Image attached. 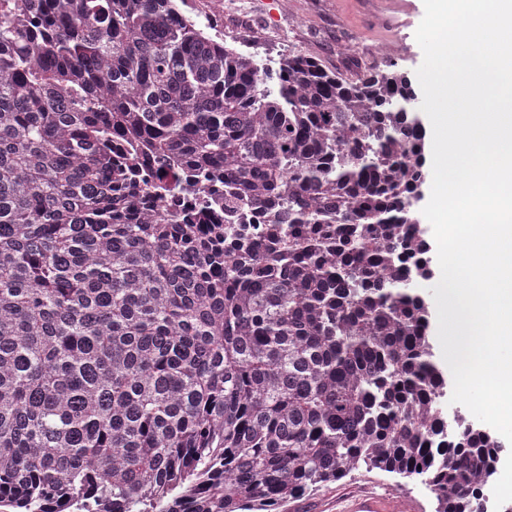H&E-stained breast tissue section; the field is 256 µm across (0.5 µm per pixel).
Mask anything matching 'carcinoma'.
<instances>
[{"mask_svg":"<svg viewBox=\"0 0 512 512\" xmlns=\"http://www.w3.org/2000/svg\"><path fill=\"white\" fill-rule=\"evenodd\" d=\"M267 71L176 0H0V504L273 512L354 470L478 512L488 432L443 435L409 262L405 76ZM224 172L254 240L139 213L112 139Z\"/></svg>","mask_w":512,"mask_h":512,"instance_id":"obj_1","label":"carcinoma"}]
</instances>
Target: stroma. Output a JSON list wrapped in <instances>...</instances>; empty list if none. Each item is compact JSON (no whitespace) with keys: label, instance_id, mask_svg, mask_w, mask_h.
<instances>
[{"label":"stroma","instance_id":"stroma-1","mask_svg":"<svg viewBox=\"0 0 512 512\" xmlns=\"http://www.w3.org/2000/svg\"><path fill=\"white\" fill-rule=\"evenodd\" d=\"M244 13H225L221 0H188V9L211 17L228 46L268 68H277L285 55L306 54L332 72L354 81L368 72H397L415 79L423 61V52L415 32L424 16L423 0H411L409 12L393 9L388 0H243ZM399 38L400 54L384 58L378 51L382 43ZM425 178L421 199L412 208V215L421 225L422 237L428 246L429 280L423 282L418 294L428 311V335L432 361L444 380L439 399L442 412L458 413L466 422L474 417L463 405L452 402L453 378L438 340L437 306L431 289L440 280L437 246L422 209L431 195V163H424ZM390 492L394 499L405 501L412 512H435L434 494L420 481L401 479L377 470L352 472L345 478L323 486L279 506L277 512H323L328 498L360 492Z\"/></svg>","mask_w":512,"mask_h":512}]
</instances>
